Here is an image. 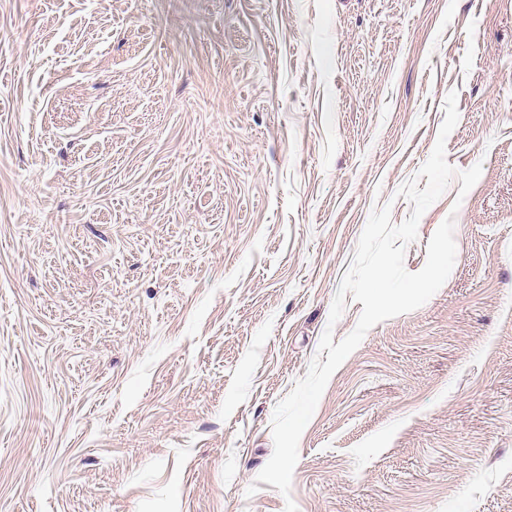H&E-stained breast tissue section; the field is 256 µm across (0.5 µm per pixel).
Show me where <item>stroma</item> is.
I'll use <instances>...</instances> for the list:
<instances>
[{"label":"stroma","instance_id":"stroma-1","mask_svg":"<svg viewBox=\"0 0 512 512\" xmlns=\"http://www.w3.org/2000/svg\"><path fill=\"white\" fill-rule=\"evenodd\" d=\"M481 164L420 308L257 476L373 209ZM512 512V0H0V512Z\"/></svg>","mask_w":512,"mask_h":512}]
</instances>
